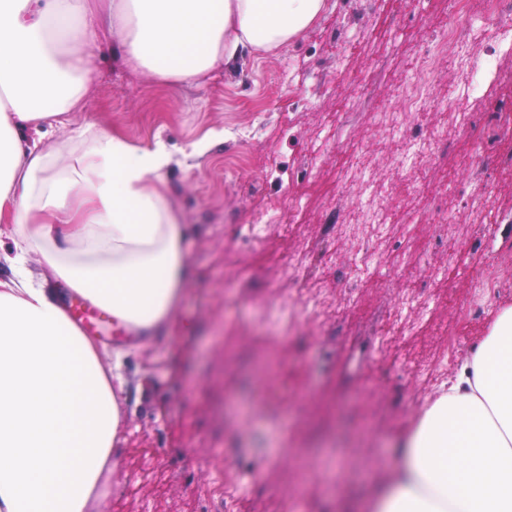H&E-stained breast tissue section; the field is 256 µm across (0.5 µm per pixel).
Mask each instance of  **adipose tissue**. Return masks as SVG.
I'll return each instance as SVG.
<instances>
[{"label": "adipose tissue", "mask_w": 512, "mask_h": 512, "mask_svg": "<svg viewBox=\"0 0 512 512\" xmlns=\"http://www.w3.org/2000/svg\"><path fill=\"white\" fill-rule=\"evenodd\" d=\"M326 0H0V512H88L122 428L127 350L98 344L26 265L152 335L190 276L172 156L91 129L68 134L93 78L91 42L190 85L237 54L275 53ZM61 139L47 141L48 131ZM359 512H512V306L459 362Z\"/></svg>", "instance_id": "adipose-tissue-1"}]
</instances>
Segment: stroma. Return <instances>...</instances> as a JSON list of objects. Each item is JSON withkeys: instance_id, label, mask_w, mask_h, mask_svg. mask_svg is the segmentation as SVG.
Returning a JSON list of instances; mask_svg holds the SVG:
<instances>
[{"instance_id": "1", "label": "stroma", "mask_w": 512, "mask_h": 512, "mask_svg": "<svg viewBox=\"0 0 512 512\" xmlns=\"http://www.w3.org/2000/svg\"><path fill=\"white\" fill-rule=\"evenodd\" d=\"M472 2V16L454 19L452 0H327L288 48L189 86L143 75L111 43L93 46L86 109L71 127L166 143L192 266L177 316L197 330L173 324L130 350L125 423L90 512H224L228 495L235 512H283L288 501L329 512L337 490L366 497L458 358L512 306V264L499 259L512 250V16L484 17ZM452 22L495 50L498 67L459 98L455 58L441 62L427 104L404 121L411 138L441 140L408 176L402 139L374 115L401 105L422 51ZM460 112L473 126L457 124ZM488 117L499 139L484 138ZM203 138L206 152L190 156ZM476 174L488 181L480 211L466 203ZM366 178L394 228L389 248L409 247L412 263L378 270L340 314L338 271L371 242ZM422 211L427 222H416ZM339 224L355 235L336 242L335 268L289 276L284 259ZM490 267L501 282L491 297L479 286Z\"/></svg>"}]
</instances>
